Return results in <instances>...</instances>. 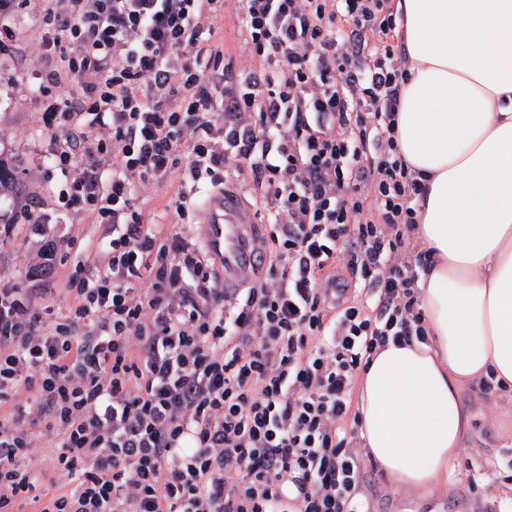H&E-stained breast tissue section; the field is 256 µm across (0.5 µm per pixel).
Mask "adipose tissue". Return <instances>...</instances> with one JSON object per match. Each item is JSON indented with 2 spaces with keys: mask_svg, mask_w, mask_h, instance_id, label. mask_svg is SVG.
Returning a JSON list of instances; mask_svg holds the SVG:
<instances>
[{
  "mask_svg": "<svg viewBox=\"0 0 512 512\" xmlns=\"http://www.w3.org/2000/svg\"><path fill=\"white\" fill-rule=\"evenodd\" d=\"M395 132L424 192L425 341L386 343L359 379V435L389 482L445 490L471 433L464 387L512 392V0H397Z\"/></svg>",
  "mask_w": 512,
  "mask_h": 512,
  "instance_id": "ef3b65f1",
  "label": "adipose tissue"
}]
</instances>
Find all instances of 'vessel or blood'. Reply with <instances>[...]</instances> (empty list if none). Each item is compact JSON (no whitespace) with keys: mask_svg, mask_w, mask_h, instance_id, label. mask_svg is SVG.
I'll list each match as a JSON object with an SVG mask.
<instances>
[{"mask_svg":"<svg viewBox=\"0 0 512 512\" xmlns=\"http://www.w3.org/2000/svg\"><path fill=\"white\" fill-rule=\"evenodd\" d=\"M202 235L225 287H238L243 278L251 275L260 241L256 230L243 222L234 193L211 194Z\"/></svg>","mask_w":512,"mask_h":512,"instance_id":"vessel-or-blood-1","label":"vessel or blood"}]
</instances>
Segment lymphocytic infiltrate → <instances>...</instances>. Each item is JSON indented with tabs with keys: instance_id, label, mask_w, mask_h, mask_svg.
I'll use <instances>...</instances> for the list:
<instances>
[{
	"instance_id": "f902f5d3",
	"label": "lymphocytic infiltrate",
	"mask_w": 512,
	"mask_h": 512,
	"mask_svg": "<svg viewBox=\"0 0 512 512\" xmlns=\"http://www.w3.org/2000/svg\"><path fill=\"white\" fill-rule=\"evenodd\" d=\"M234 2L242 67L225 0H40L58 218L105 233L90 275L54 279L46 235L40 293L0 286V400L26 402L0 415V512H360L352 390L375 347L424 340L432 258L395 140V0ZM232 176L266 229L264 273L233 291L189 193ZM174 177L168 230L140 196ZM233 7V2H226L224 20H217V25L220 27L221 33H224V53L230 54L235 63L239 64L245 59L242 55L244 46L243 37L236 25Z\"/></svg>"
}]
</instances>
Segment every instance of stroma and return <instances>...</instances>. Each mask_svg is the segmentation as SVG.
Wrapping results in <instances>:
<instances>
[{"mask_svg": "<svg viewBox=\"0 0 512 512\" xmlns=\"http://www.w3.org/2000/svg\"><path fill=\"white\" fill-rule=\"evenodd\" d=\"M35 9L34 0H29L12 16L15 42L8 53H0V162L11 173L0 187V222L14 227L12 236L0 242V283L12 288L32 287L31 259L39 246L34 225L21 211L38 195L44 219L54 220L53 200L60 184L59 174L47 166L48 137L37 110L34 75L41 33ZM57 230L69 242L58 276L96 264L101 226L80 218ZM463 396L472 402V437L447 493L423 497L399 489L366 458L360 489L366 512H500L502 491L512 487V436L500 438L496 432L500 424L512 422V399L498 392L476 398L468 388Z\"/></svg>", "mask_w": 512, "mask_h": 512, "instance_id": "stroma-1", "label": "stroma"}]
</instances>
